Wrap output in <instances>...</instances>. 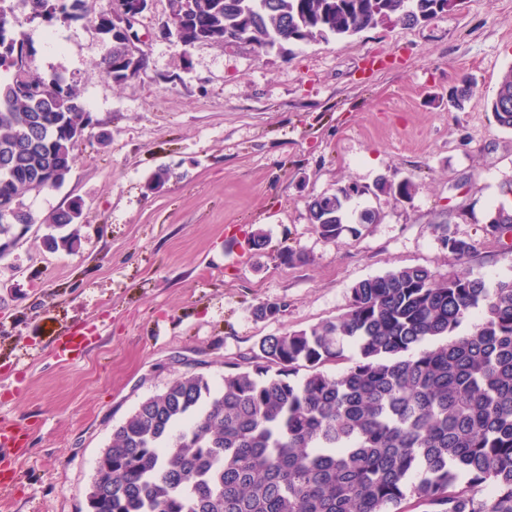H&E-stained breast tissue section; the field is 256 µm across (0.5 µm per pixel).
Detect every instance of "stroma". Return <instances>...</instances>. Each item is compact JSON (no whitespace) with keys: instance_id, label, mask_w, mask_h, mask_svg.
<instances>
[{"instance_id":"stroma-1","label":"stroma","mask_w":512,"mask_h":512,"mask_svg":"<svg viewBox=\"0 0 512 512\" xmlns=\"http://www.w3.org/2000/svg\"><path fill=\"white\" fill-rule=\"evenodd\" d=\"M167 14L168 0H151L149 67L117 84L97 66L103 44L86 20L47 26L16 12L35 65L76 83L94 125L61 186L22 196L35 222L0 255V417L28 431L0 512H84L102 451L141 401L188 369L222 385L263 337L345 312L363 279L406 266L490 282L512 273V242L484 233L495 208H512V131L490 109L512 67V0H457L423 25L269 54L246 43L182 51ZM464 81L458 110L448 95ZM161 169L166 182L150 188ZM382 176L419 189L356 200L382 212L360 235L314 231L310 196ZM76 200L77 246L47 248L48 216ZM440 224L478 250L449 253ZM258 229L266 249L245 250ZM288 248L306 262L283 264ZM275 301L276 319L256 318ZM78 327L90 344L57 361V339Z\"/></svg>"}]
</instances>
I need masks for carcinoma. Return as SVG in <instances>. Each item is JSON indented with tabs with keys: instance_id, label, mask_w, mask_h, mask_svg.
Wrapping results in <instances>:
<instances>
[{
	"instance_id": "carcinoma-1",
	"label": "carcinoma",
	"mask_w": 512,
	"mask_h": 512,
	"mask_svg": "<svg viewBox=\"0 0 512 512\" xmlns=\"http://www.w3.org/2000/svg\"><path fill=\"white\" fill-rule=\"evenodd\" d=\"M0 0V198L65 181L87 105L64 76L34 65L36 50ZM31 20L83 18L103 43L99 66L123 83L132 51L99 27L88 0H37ZM163 27L183 50L238 34L268 53L296 34L349 38L392 21L417 26L453 0H168ZM512 130V67L490 103ZM410 178L347 183L310 197L325 239L358 233L350 203L368 193L409 199ZM448 252L478 242L437 226ZM485 233L512 238L499 207ZM471 321L468 333L456 330ZM257 362L234 365L215 388L186 370L141 401L112 433L87 512H512V276L435 275L401 267L350 289L348 309L308 331L266 336ZM353 356L347 358L344 352ZM347 360L330 374L324 366ZM306 368L299 378L297 370Z\"/></svg>"
}]
</instances>
